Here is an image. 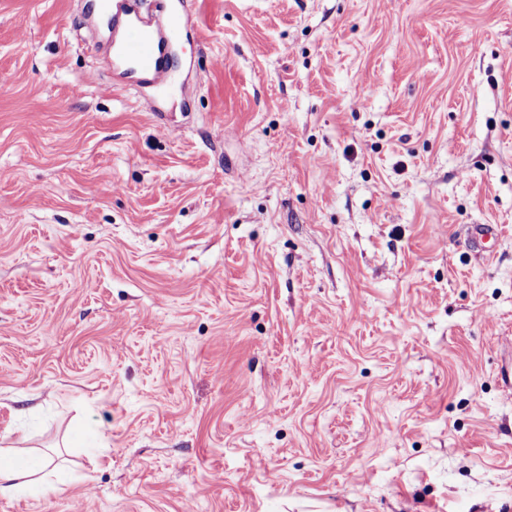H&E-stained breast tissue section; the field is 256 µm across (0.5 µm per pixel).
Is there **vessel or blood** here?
I'll return each mask as SVG.
<instances>
[{"label": "vessel or blood", "instance_id": "b4317fda", "mask_svg": "<svg viewBox=\"0 0 512 512\" xmlns=\"http://www.w3.org/2000/svg\"><path fill=\"white\" fill-rule=\"evenodd\" d=\"M161 19L145 18L123 0H96L112 28V61L115 66L132 68L139 83L154 93L172 87L171 50L183 38L197 36L198 30L183 0H154ZM492 224H471L465 231L467 246L486 253L488 240L496 238Z\"/></svg>", "mask_w": 512, "mask_h": 512}]
</instances>
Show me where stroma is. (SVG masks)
I'll return each mask as SVG.
<instances>
[{
    "label": "stroma",
    "instance_id": "obj_1",
    "mask_svg": "<svg viewBox=\"0 0 512 512\" xmlns=\"http://www.w3.org/2000/svg\"><path fill=\"white\" fill-rule=\"evenodd\" d=\"M89 2L0 0V512H512V0H186L158 112ZM497 236V228L494 224H470L466 227L465 241L467 246L479 253L488 252L486 243ZM53 460L49 457L28 458L17 457L13 460L0 465V493H18L25 491L33 485L31 479L37 474H44L43 478L49 472L47 470L52 466Z\"/></svg>",
    "mask_w": 512,
    "mask_h": 512
}]
</instances>
